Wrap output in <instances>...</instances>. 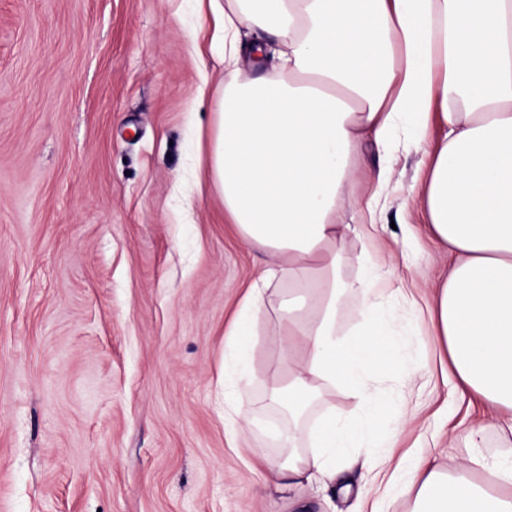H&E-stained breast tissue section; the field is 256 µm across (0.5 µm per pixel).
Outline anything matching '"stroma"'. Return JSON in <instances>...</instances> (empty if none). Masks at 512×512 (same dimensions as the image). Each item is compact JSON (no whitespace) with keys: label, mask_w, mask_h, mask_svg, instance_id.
I'll return each mask as SVG.
<instances>
[{"label":"stroma","mask_w":512,"mask_h":512,"mask_svg":"<svg viewBox=\"0 0 512 512\" xmlns=\"http://www.w3.org/2000/svg\"><path fill=\"white\" fill-rule=\"evenodd\" d=\"M198 0H0V512H411L366 485V456L339 473L349 496L280 490L255 458L285 455L287 415L265 375L280 327L252 321L250 421L224 418V353L265 267L224 222L201 139L224 77ZM421 155L399 150L367 239L348 236L344 275L367 262L416 288L455 258L430 240L409 197ZM398 396L419 375L418 412L395 456L455 473L456 437L483 406L451 392L425 305L402 307ZM357 415L359 396L323 389L302 424Z\"/></svg>","instance_id":"obj_1"}]
</instances>
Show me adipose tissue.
Instances as JSON below:
<instances>
[{"instance_id":"adipose-tissue-1","label":"adipose tissue","mask_w":512,"mask_h":512,"mask_svg":"<svg viewBox=\"0 0 512 512\" xmlns=\"http://www.w3.org/2000/svg\"><path fill=\"white\" fill-rule=\"evenodd\" d=\"M215 36L224 44V87L211 139L224 219L267 258L230 328L231 351L250 340L244 325L287 283L276 350L287 372L267 378L273 401L302 414L324 383L358 393L359 417L319 415L312 453L298 432L280 434L288 457L268 467L291 486L306 473L335 478L351 451L373 456L375 474L406 472L413 512H512V449L482 454L488 428L512 434V0H232ZM275 29L280 69L265 78L239 66L242 30ZM442 136L429 144L431 122ZM371 142L384 162L371 193L351 194L360 151ZM426 147L423 180L411 192L431 237L457 260L429 285L432 328L459 386L482 397L488 421L464 435L469 454L456 476L428 460L395 458L396 434L381 418L386 400L371 381L400 369L397 318L378 314L381 274L341 273L349 209L376 225L399 148ZM358 297L357 325L339 311Z\"/></svg>"}]
</instances>
